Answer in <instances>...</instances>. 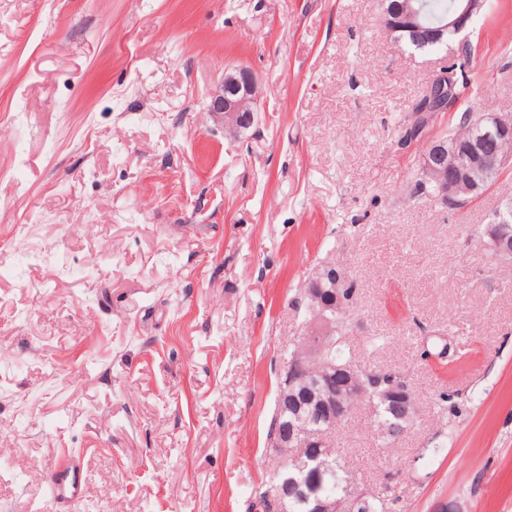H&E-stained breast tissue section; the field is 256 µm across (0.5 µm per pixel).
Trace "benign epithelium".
<instances>
[{"label": "benign epithelium", "instance_id": "benign-epithelium-1", "mask_svg": "<svg viewBox=\"0 0 512 512\" xmlns=\"http://www.w3.org/2000/svg\"><path fill=\"white\" fill-rule=\"evenodd\" d=\"M485 0H455L448 10V30L459 33L481 11ZM387 30H410L420 36V9L410 5L400 12H385L380 18ZM456 82L452 72L435 73L417 109V124L407 128L402 144L414 143L421 133L435 124L455 97ZM258 85L253 75L240 70L223 77L207 103V112L224 127L240 133L255 121L253 104ZM512 166V117L481 114L477 127L466 141L455 136L426 139L422 154L421 178L436 189V198L452 208H460L481 195L491 177ZM484 247L498 260H512V200L495 212L486 230ZM352 282L346 270L327 262L321 264L300 288L294 307L304 311L306 321L298 346L280 371L278 405L290 411L288 429L272 431L268 446L285 460L284 471L273 476L270 488L261 498L264 512H285L288 500L306 505L307 512H336V499L323 492L326 472L319 457L325 447L323 428L349 416L350 402L375 400L389 404L400 419L413 420L417 405L411 400L409 386L381 391L383 375L363 364H338L326 359L330 336L336 333V314L352 315V303L346 297ZM316 373H310V365ZM315 406L316 425L305 417L303 401ZM374 494L358 487L346 493L342 512H369Z\"/></svg>", "mask_w": 512, "mask_h": 512}]
</instances>
